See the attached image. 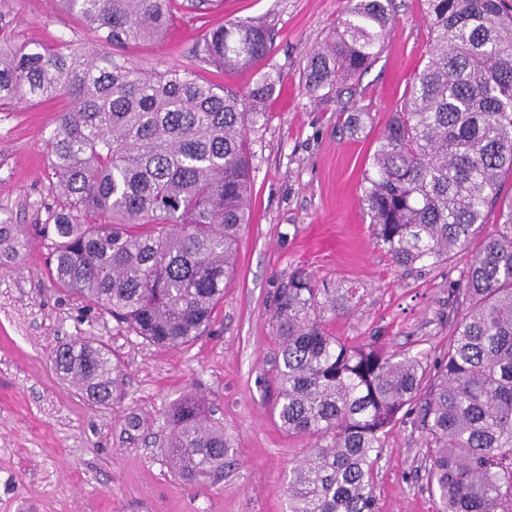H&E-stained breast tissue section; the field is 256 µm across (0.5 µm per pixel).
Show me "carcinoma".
<instances>
[{
  "instance_id": "cac0c4a2",
  "label": "carcinoma",
  "mask_w": 512,
  "mask_h": 512,
  "mask_svg": "<svg viewBox=\"0 0 512 512\" xmlns=\"http://www.w3.org/2000/svg\"><path fill=\"white\" fill-rule=\"evenodd\" d=\"M108 43L157 40L172 0H59ZM433 39L402 109L392 113L360 201L376 244L398 267L447 261L480 238L461 286L460 317L434 368L329 328L353 288L297 272L278 293L280 391L274 415L313 441L288 476L289 512H376L373 472L384 439L420 404L428 492L439 512H512V6L507 0H424ZM392 0H348L312 49L302 82L313 98L356 81L382 49ZM272 31L247 20L209 28L197 55L225 72L268 56ZM280 75L247 91L191 72L148 74L93 48L32 50L0 39V101L59 98L44 148L56 178L50 276L149 342L180 347L206 332L231 282L248 223L247 130L268 120ZM498 209L495 233L479 237ZM5 257L24 249L0 225ZM61 376L95 403L112 401V355L89 340L57 348ZM165 451L189 485L224 473V428L187 400L171 411Z\"/></svg>"
}]
</instances>
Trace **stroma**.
<instances>
[{
	"mask_svg": "<svg viewBox=\"0 0 512 512\" xmlns=\"http://www.w3.org/2000/svg\"><path fill=\"white\" fill-rule=\"evenodd\" d=\"M346 0H220L213 23L248 20L275 33L265 63L280 84L267 123L248 133L252 208L235 273L207 332L184 347H161L117 328L111 316L61 292L49 275V223L56 190L44 140L64 103L0 107V222L26 246L0 267V512H286L288 471L309 440L283 432L271 412L278 395L277 293L295 271L356 288L337 334L378 337L391 353L448 348L459 312L451 297L473 250L426 267L400 268L377 246L360 203L365 170L390 112L402 106L427 60L432 33L424 0H394L384 47L341 97L306 94V57L332 31ZM174 21L156 41L112 47L116 59L150 72L195 71L235 89L252 68L221 72L195 55L204 29L189 0H173ZM18 44L98 45L100 35L55 0H0V33ZM363 115L350 132V113ZM83 337L112 352L118 390L90 402L57 373L58 345ZM203 402L231 450L219 481L184 484L164 452L167 414ZM424 435L416 414L384 440L374 472L379 512H437L425 487Z\"/></svg>",
	"mask_w": 512,
	"mask_h": 512,
	"instance_id": "1",
	"label": "stroma"
}]
</instances>
